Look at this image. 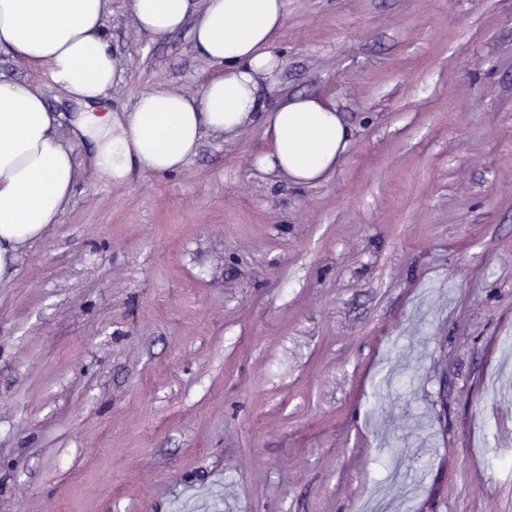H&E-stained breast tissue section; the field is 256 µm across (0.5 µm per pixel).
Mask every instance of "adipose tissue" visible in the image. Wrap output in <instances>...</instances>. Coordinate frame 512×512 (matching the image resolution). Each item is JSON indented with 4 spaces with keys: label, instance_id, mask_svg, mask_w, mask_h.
Returning a JSON list of instances; mask_svg holds the SVG:
<instances>
[{
    "label": "adipose tissue",
    "instance_id": "obj_1",
    "mask_svg": "<svg viewBox=\"0 0 512 512\" xmlns=\"http://www.w3.org/2000/svg\"><path fill=\"white\" fill-rule=\"evenodd\" d=\"M107 0H0V50L48 68L72 100L90 105L118 79L104 30ZM140 28L164 37L192 24L202 56L223 66L195 96L142 92L131 112L84 113L75 132L94 144L93 161L112 179L132 170L179 171L210 133H232L258 108L260 79H274L270 45L285 24L284 0H130ZM61 116L33 86L0 81V282L11 280L22 249L42 238L69 202L77 179L72 151L58 137ZM262 170L297 185L324 181L353 133L334 103L295 96L263 118Z\"/></svg>",
    "mask_w": 512,
    "mask_h": 512
}]
</instances>
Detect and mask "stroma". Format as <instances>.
Returning a JSON list of instances; mask_svg holds the SVG:
<instances>
[{
    "label": "stroma",
    "mask_w": 512,
    "mask_h": 512,
    "mask_svg": "<svg viewBox=\"0 0 512 512\" xmlns=\"http://www.w3.org/2000/svg\"><path fill=\"white\" fill-rule=\"evenodd\" d=\"M276 82L172 175L104 178L0 283V512H512V0H285ZM129 112L221 67L108 0ZM0 80L76 110L46 68ZM354 137L300 186L262 112ZM263 128L266 148L255 166L304 186L317 185L336 170L353 136L334 103L301 95L266 112Z\"/></svg>",
    "instance_id": "1"
}]
</instances>
